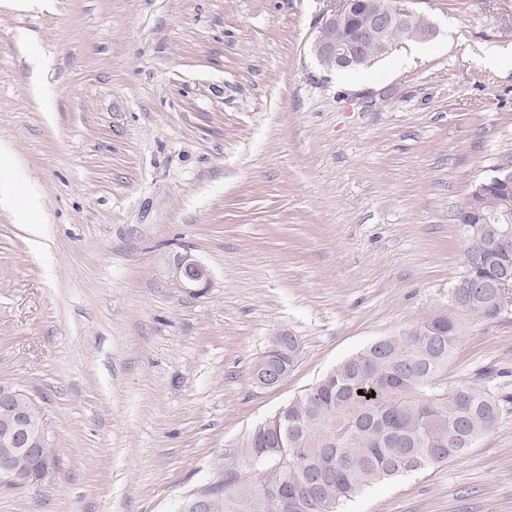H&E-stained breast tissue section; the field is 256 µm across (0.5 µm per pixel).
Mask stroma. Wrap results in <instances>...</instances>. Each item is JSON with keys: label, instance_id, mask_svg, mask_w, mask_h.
Segmentation results:
<instances>
[{"label": "stroma", "instance_id": "obj_1", "mask_svg": "<svg viewBox=\"0 0 512 512\" xmlns=\"http://www.w3.org/2000/svg\"><path fill=\"white\" fill-rule=\"evenodd\" d=\"M393 3L435 37L336 72L310 52L332 0H0V170L39 202L0 204V383L56 457L0 512H176L279 407L448 309L456 214L512 155V0ZM186 252L206 290L170 284ZM281 332L298 362L258 388ZM458 336L449 381L512 394V290ZM345 510L512 512V404Z\"/></svg>", "mask_w": 512, "mask_h": 512}]
</instances>
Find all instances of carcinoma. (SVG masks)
Segmentation results:
<instances>
[{
  "mask_svg": "<svg viewBox=\"0 0 512 512\" xmlns=\"http://www.w3.org/2000/svg\"><path fill=\"white\" fill-rule=\"evenodd\" d=\"M427 28L396 30L388 41L417 40ZM506 186L485 188L482 209L502 206ZM500 263L468 262L467 282L492 280ZM456 301L397 336L376 341L340 363L314 386L257 424L243 444L245 465H262L260 486L226 472L207 490L215 507L230 512H342L361 490L460 457L498 424L512 396L444 377L458 342V317L469 312L493 319L495 306L478 288L460 282ZM297 338L273 360L295 366ZM363 394H358V391Z\"/></svg>",
  "mask_w": 512,
  "mask_h": 512,
  "instance_id": "obj_1",
  "label": "carcinoma"
}]
</instances>
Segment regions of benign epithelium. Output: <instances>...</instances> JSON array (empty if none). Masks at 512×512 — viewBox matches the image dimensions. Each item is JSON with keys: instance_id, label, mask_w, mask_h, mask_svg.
Masks as SVG:
<instances>
[{"instance_id": "7a95c632", "label": "benign epithelium", "mask_w": 512, "mask_h": 512, "mask_svg": "<svg viewBox=\"0 0 512 512\" xmlns=\"http://www.w3.org/2000/svg\"><path fill=\"white\" fill-rule=\"evenodd\" d=\"M356 0H334V8L325 22L318 28L311 42V51L321 65L330 70H352L365 56L369 43L383 38L389 32L410 27L415 14L389 6L374 13L369 23L358 29L346 40L336 39V28L348 23ZM490 183L512 186V161L504 160L500 167L479 185L470 195L479 194ZM496 224L498 243L503 249L512 248V201L507 199L502 209L493 214L475 216L464 220L467 231L471 224ZM169 280L176 288L192 292L210 284L207 267L196 257L186 253L177 256L169 268ZM253 383L261 388H274L284 379L273 370L262 375L251 376ZM27 398L21 390L0 385V484L13 489H23L34 481H42L52 471L51 461L42 455L48 442L47 430L42 419L30 417L26 409ZM18 456L32 459L39 477L17 470L12 461ZM179 512H211L210 497L202 490L186 495L179 505Z\"/></svg>"}]
</instances>
